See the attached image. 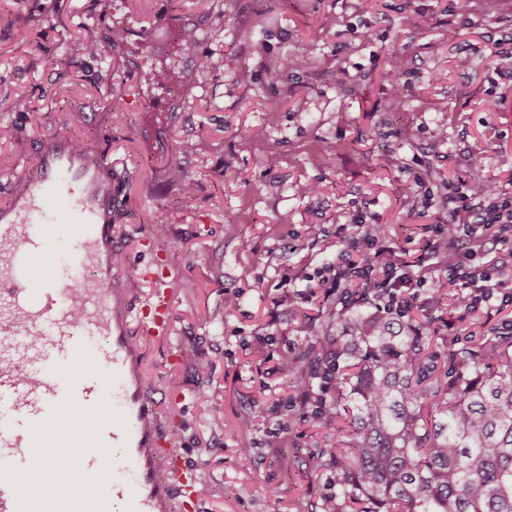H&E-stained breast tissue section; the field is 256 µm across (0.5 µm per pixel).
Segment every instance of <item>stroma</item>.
Here are the masks:
<instances>
[{
	"label": "stroma",
	"mask_w": 512,
	"mask_h": 512,
	"mask_svg": "<svg viewBox=\"0 0 512 512\" xmlns=\"http://www.w3.org/2000/svg\"><path fill=\"white\" fill-rule=\"evenodd\" d=\"M76 41L101 51L73 56ZM48 136L111 162L133 305L153 291L145 266L180 273L167 339L141 347L147 376L186 394L168 427L203 476L201 512H307L334 483L302 458L332 433L277 371L303 364L306 306L288 295L335 261L339 225H385L415 256L459 180L512 191V0H0V206Z\"/></svg>",
	"instance_id": "35a3bbf8"
}]
</instances>
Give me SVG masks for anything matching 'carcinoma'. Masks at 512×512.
I'll return each instance as SVG.
<instances>
[{"instance_id": "carcinoma-1", "label": "carcinoma", "mask_w": 512, "mask_h": 512, "mask_svg": "<svg viewBox=\"0 0 512 512\" xmlns=\"http://www.w3.org/2000/svg\"><path fill=\"white\" fill-rule=\"evenodd\" d=\"M295 382L336 439L307 452L336 492L311 512H512V335L435 336L429 314L339 303Z\"/></svg>"}]
</instances>
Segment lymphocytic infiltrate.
<instances>
[{"mask_svg": "<svg viewBox=\"0 0 512 512\" xmlns=\"http://www.w3.org/2000/svg\"><path fill=\"white\" fill-rule=\"evenodd\" d=\"M448 221L437 225L427 253L403 258L386 227L371 224L363 232H346V251L336 264L317 273V287L335 282L338 267L371 288L372 297L394 309L432 307L434 292L426 289L427 262L438 258L443 245L463 242L464 248L449 267L445 284L464 311L493 310L496 304L512 303V265L487 257V244L505 247L512 255V197L489 181H465L447 200Z\"/></svg>", "mask_w": 512, "mask_h": 512, "instance_id": "lymphocytic-infiltrate-1", "label": "lymphocytic infiltrate"}]
</instances>
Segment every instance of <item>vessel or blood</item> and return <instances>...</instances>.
I'll list each match as a JSON object with an SVG mask.
<instances>
[{
  "label": "vessel or blood",
  "mask_w": 512,
  "mask_h": 512,
  "mask_svg": "<svg viewBox=\"0 0 512 512\" xmlns=\"http://www.w3.org/2000/svg\"><path fill=\"white\" fill-rule=\"evenodd\" d=\"M56 200L83 228L73 259L91 275L75 285L59 262L33 273L54 231ZM114 206L106 157L52 137L39 142L23 191L0 208V512H163L184 492L169 474L182 463L181 450L159 445L156 390L128 333L125 291L114 285ZM178 278L170 270L158 280L152 312L140 319L144 337L165 339ZM81 356L111 372L112 415L98 414L103 391L95 377L60 379V370ZM67 407L98 417L78 466L97 469L98 449H110L108 490L98 496L75 486L49 495L23 492L20 478L35 466L30 448L52 442L46 428Z\"/></svg>",
  "instance_id": "vessel-or-blood-1"
}]
</instances>
